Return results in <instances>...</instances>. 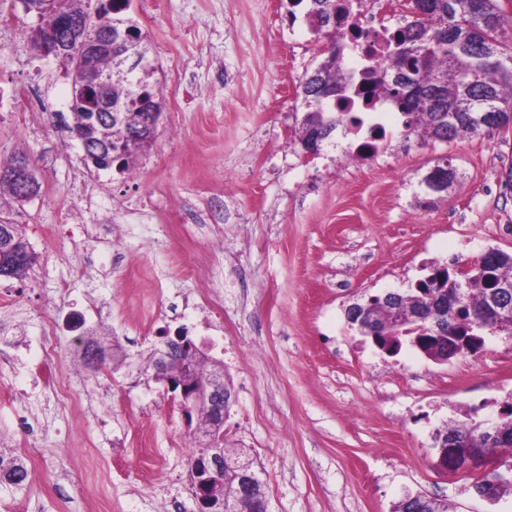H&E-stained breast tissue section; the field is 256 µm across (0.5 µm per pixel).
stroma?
<instances>
[{
  "label": "stroma",
  "mask_w": 512,
  "mask_h": 512,
  "mask_svg": "<svg viewBox=\"0 0 512 512\" xmlns=\"http://www.w3.org/2000/svg\"><path fill=\"white\" fill-rule=\"evenodd\" d=\"M288 0H132L164 96L158 134L134 174L86 161L71 132V86L58 60L27 43L37 26L0 0V163L26 155L41 189L0 197L37 261L15 296L20 361L0 368V449L31 442L29 484L0 479V512H197L179 406L154 378L163 337L188 332L223 360L232 399L224 439L247 449L271 512H391L406 494L488 512L470 487L491 459L438 466L433 435L472 408L512 401V339L437 364L411 345L387 356L344 308L403 292L430 262L512 252V124L448 143L404 138L365 161L339 160L335 136L305 156L297 89L320 60ZM32 89L35 105L15 93ZM448 159V192L422 178ZM209 289L214 307L199 293ZM60 356L30 348L44 321ZM109 334L121 352L72 374L84 344ZM70 383L54 402L45 379ZM109 405L107 421L95 419Z\"/></svg>",
  "instance_id": "obj_1"
}]
</instances>
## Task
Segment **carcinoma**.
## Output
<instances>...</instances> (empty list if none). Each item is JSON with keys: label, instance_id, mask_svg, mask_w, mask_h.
Returning a JSON list of instances; mask_svg holds the SVG:
<instances>
[{"label": "carcinoma", "instance_id": "cac0c4a2", "mask_svg": "<svg viewBox=\"0 0 512 512\" xmlns=\"http://www.w3.org/2000/svg\"><path fill=\"white\" fill-rule=\"evenodd\" d=\"M419 12L411 14L402 30L393 31L386 39V59L379 68L369 65L365 76L366 102L383 98L404 118L405 137L415 136L423 142H451L480 131L498 129L512 121V15L501 7V0H415ZM91 0H60L72 13L85 18L92 30L111 28L116 24L130 30L142 47L139 69L124 78L112 79L106 94L123 112L124 125L110 128L106 135L117 145L126 133L136 129L147 106L163 110V98L157 88L156 67L150 48L140 28L126 16L130 0H112V11H90ZM302 7L304 16L316 35L327 38L322 60L305 74L299 88L304 115L296 132L300 144L310 138L318 147L328 143L337 129L352 136L348 149L366 140V158L380 150L368 139L378 137L374 129H363V121L343 108L355 94L353 77L343 71L344 51L351 42L336 31V0H289ZM114 67L107 53L88 60L93 73L106 74ZM69 130L76 138H84L95 147L101 134L84 127L83 113L74 112ZM436 170H431L422 184L433 194L448 191L456 178L453 168L445 171L441 182L433 183ZM492 288L508 289L512 294V254L499 249L486 252L461 281L446 265L429 266L427 278L419 279L408 290L371 295L345 309L348 322L359 333L372 328L378 335L401 337L413 343L414 337H448L450 343L473 336H484L495 324L496 311L489 301ZM198 346L189 340L184 349L187 359H197L199 368L192 375L195 383H204L219 362L205 354L197 357ZM506 416L499 430L472 432L476 422L454 423L435 434L438 441L452 434L461 441L459 452L470 459L477 456L498 457L504 446L512 447V402L503 406ZM254 469V462L243 451L224 450V479L229 493L226 512H267L266 485L257 481L249 492L241 489L244 465ZM473 486L486 490L489 498L502 501L512 496V473L493 468L485 472ZM392 512H448V501L419 495L414 500L398 501Z\"/></svg>", "mask_w": 512, "mask_h": 512}]
</instances>
